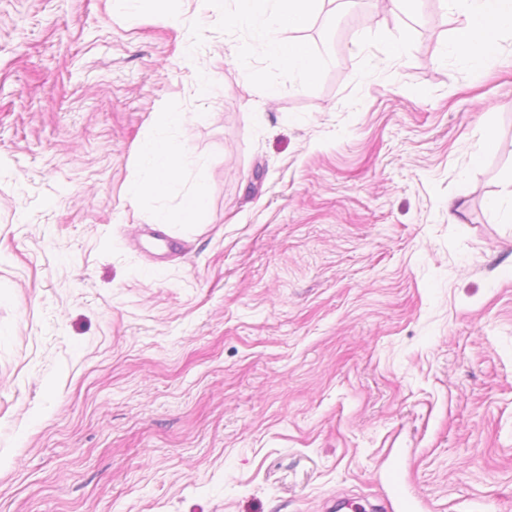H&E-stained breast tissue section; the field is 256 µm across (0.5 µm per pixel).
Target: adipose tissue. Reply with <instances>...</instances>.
<instances>
[{
  "mask_svg": "<svg viewBox=\"0 0 512 512\" xmlns=\"http://www.w3.org/2000/svg\"><path fill=\"white\" fill-rule=\"evenodd\" d=\"M268 0H232L229 12L233 24L246 28L252 41L244 48H233L235 59L262 54L279 60L297 74L302 84H309L321 68L320 59L303 43L287 41L279 32L288 28L304 29L311 21L317 0H269L271 14H264ZM465 24L453 40V52L473 64L474 75H481L503 59L500 43L503 34L512 33V0H463ZM186 149L182 142L161 139L144 146L141 157L151 166L154 177L137 185L135 195L165 194L179 176Z\"/></svg>",
  "mask_w": 512,
  "mask_h": 512,
  "instance_id": "adipose-tissue-1",
  "label": "adipose tissue"
}]
</instances>
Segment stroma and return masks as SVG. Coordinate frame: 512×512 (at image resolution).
<instances>
[{"label":"stroma","instance_id":"1","mask_svg":"<svg viewBox=\"0 0 512 512\" xmlns=\"http://www.w3.org/2000/svg\"><path fill=\"white\" fill-rule=\"evenodd\" d=\"M463 20L325 0L301 93L200 0H0V512H397L394 462L512 512V63L475 80ZM161 110L194 224L128 195ZM495 218L503 223H512V174L505 180L503 193L488 203ZM206 196V189L203 185H197L186 195L183 205L185 223H194L205 207Z\"/></svg>","mask_w":512,"mask_h":512}]
</instances>
